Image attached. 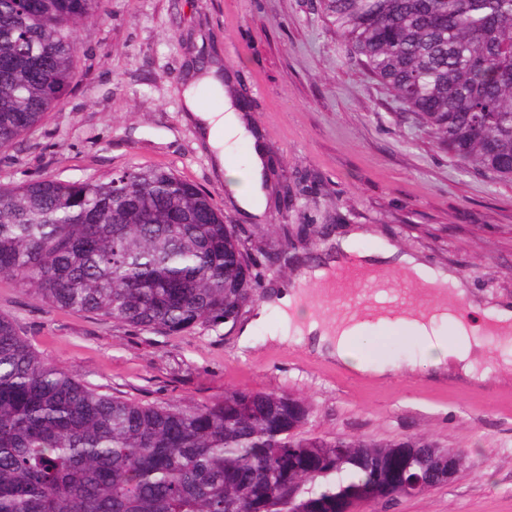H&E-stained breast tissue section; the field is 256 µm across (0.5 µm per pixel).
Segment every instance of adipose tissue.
Wrapping results in <instances>:
<instances>
[{
    "instance_id": "ef3b65f1",
    "label": "adipose tissue",
    "mask_w": 512,
    "mask_h": 512,
    "mask_svg": "<svg viewBox=\"0 0 512 512\" xmlns=\"http://www.w3.org/2000/svg\"><path fill=\"white\" fill-rule=\"evenodd\" d=\"M204 89L214 92L222 100L221 109L211 110L203 106L200 92ZM183 109L187 120L196 127L210 150L216 169L223 172L237 210L251 218H261L271 195L267 153L261 140L248 127L237 98L225 90L219 66L195 71L189 77L183 90ZM242 144L246 145L248 154L246 168L241 171L234 165L233 156ZM367 236L366 229L351 228L337 238L331 259L302 266L291 285L276 291L273 306L263 305L255 311L241 332V346H248L254 329L266 323L268 312L273 309L288 323L287 333L276 336V343L313 345L341 367L361 375L386 380L400 373L414 374L427 368L436 378L446 376L462 383L486 381L487 374L480 371L476 357V350L481 345L478 335L482 332H496L503 337L511 334L512 306L504 304L484 310L483 324L479 327L459 310L460 301L467 297L466 290L461 287L455 292L454 302L437 303L430 308L411 304L391 307L373 321L348 313L330 317L326 312L305 308L306 284L313 282L322 288H330L334 270L340 264L356 267L374 277L398 271L403 281L414 284L421 296L432 288L454 281L452 272L432 266L415 255L399 252L382 240L364 247ZM367 333L410 336L420 343L424 356L400 361L380 350L371 355L355 352L353 339Z\"/></svg>"
}]
</instances>
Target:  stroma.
<instances>
[{
    "label": "stroma",
    "mask_w": 512,
    "mask_h": 512,
    "mask_svg": "<svg viewBox=\"0 0 512 512\" xmlns=\"http://www.w3.org/2000/svg\"><path fill=\"white\" fill-rule=\"evenodd\" d=\"M76 84L31 134L0 153V183L104 177L132 165L173 170L247 236L258 301L303 263L326 258L352 224L455 271L482 308L512 302V183L464 170L430 130L352 57L322 0H103L80 26ZM232 73L274 184L262 219L243 217L185 118L191 66ZM293 243L269 265L280 231ZM157 335L51 307L0 279V314L51 365L118 397L206 402L247 387L304 395L329 437L422 434L463 451L449 484L360 512H512V341L484 344L485 383L423 371L386 381L347 371L313 346L271 342L278 313L241 347V325Z\"/></svg>",
    "instance_id": "stroma-1"
}]
</instances>
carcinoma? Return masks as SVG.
<instances>
[{"label": "carcinoma", "mask_w": 512, "mask_h": 512, "mask_svg": "<svg viewBox=\"0 0 512 512\" xmlns=\"http://www.w3.org/2000/svg\"><path fill=\"white\" fill-rule=\"evenodd\" d=\"M100 0H0V149L77 75L73 32ZM400 102L464 167L512 182V0H323ZM0 277L52 306L169 335L235 323L254 300L246 239L197 186L133 165L0 185ZM292 393L208 402L110 396L44 362L0 315V512H336L430 480L435 444L327 438Z\"/></svg>", "instance_id": "1"}]
</instances>
